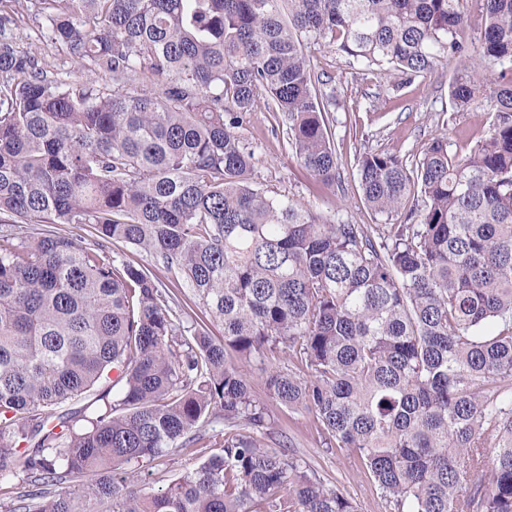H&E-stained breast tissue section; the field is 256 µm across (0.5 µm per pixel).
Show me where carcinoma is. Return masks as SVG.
Listing matches in <instances>:
<instances>
[{
	"label": "carcinoma",
	"mask_w": 512,
	"mask_h": 512,
	"mask_svg": "<svg viewBox=\"0 0 512 512\" xmlns=\"http://www.w3.org/2000/svg\"><path fill=\"white\" fill-rule=\"evenodd\" d=\"M48 46L86 71L48 75L0 0V478L12 512H358L306 461L267 448L257 360L279 404L354 452L389 512H512V0H35ZM399 84L458 69L448 95L493 120L463 158L435 137L412 167L366 153L373 235L253 187L236 129L263 94L298 165L336 180L307 45ZM147 74L155 95L124 80ZM421 204L408 205L413 195ZM44 224H90L101 242ZM120 241L181 274L221 339L184 321ZM278 352L288 366L268 362ZM84 415L58 405L110 380ZM224 421L220 452L157 492L128 474Z\"/></svg>",
	"instance_id": "carcinoma-1"
}]
</instances>
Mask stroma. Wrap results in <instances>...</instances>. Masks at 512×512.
Here are the masks:
<instances>
[{
  "instance_id": "obj_1",
  "label": "stroma",
  "mask_w": 512,
  "mask_h": 512,
  "mask_svg": "<svg viewBox=\"0 0 512 512\" xmlns=\"http://www.w3.org/2000/svg\"><path fill=\"white\" fill-rule=\"evenodd\" d=\"M47 34L45 17L35 14L27 25L15 30L14 37L21 51L40 58L42 66L56 77L68 83L84 81L87 72L78 63L51 53L46 45ZM308 53L315 74L325 84V92L336 97L327 114L338 161L334 191L317 187L296 163L283 116L269 111L265 97H257L238 134L253 154L252 179L257 187L274 189L335 223L364 224L375 232L388 222L386 216L372 213L363 199L357 174V163L363 154L384 151L412 164L432 138L444 133L448 136L449 154L460 158L488 127L491 114L485 108L466 112L454 108L448 97V85L455 73L453 64H442L431 74L397 88L383 72L366 69L323 45H309ZM110 249L119 258L151 268L182 305L189 320L198 322L209 335L222 336L220 321L193 304L182 278L131 246L114 242ZM251 390L256 399L265 402L271 415L272 425L261 438L266 447L286 448L303 458L327 487L339 489L352 499L359 512H385L358 457L345 449L327 447L312 414L288 410L271 400L260 378H252ZM223 427L220 421L203 424L200 440L184 441L180 451L135 474V482L156 490L166 488L186 470L218 452L212 436Z\"/></svg>"
}]
</instances>
